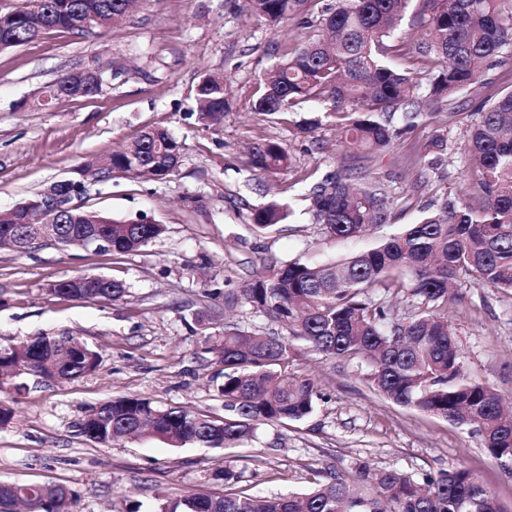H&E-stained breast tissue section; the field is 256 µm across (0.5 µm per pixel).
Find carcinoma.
<instances>
[{
  "instance_id": "cac0c4a2",
  "label": "carcinoma",
  "mask_w": 512,
  "mask_h": 512,
  "mask_svg": "<svg viewBox=\"0 0 512 512\" xmlns=\"http://www.w3.org/2000/svg\"><path fill=\"white\" fill-rule=\"evenodd\" d=\"M133 0H35L0 22V49L24 45L62 30L83 33L107 28L127 13ZM320 0H241L239 9L276 25L318 12ZM409 0H337L321 15L318 34L284 52L253 92L254 112L286 115L311 99L336 115L344 153L379 155L390 150L401 129L421 115L419 99L448 102L480 80L479 64L512 42V0H422L419 24L428 38L407 43L394 38L396 21ZM412 55L433 60L437 73L424 82L394 63ZM103 77L72 75L43 91L50 106L72 93L97 94ZM198 120L217 125L233 97L224 78L205 75L197 85ZM468 152L478 194L445 196L421 208L422 215L396 232L391 202L379 186L343 171L324 176L308 193L309 211L323 233L366 246L333 260H291L253 274L239 288L251 313L287 334L248 335L224 325L217 356L224 365L218 386L224 417L184 407H162L139 396H123L89 409L81 435L108 446L131 433L173 447L198 444L238 448L256 426L299 421L321 399L317 384L288 375L291 341L305 342L327 358L369 366L373 388L390 402L474 429L497 459L512 464V414L495 390L471 378L448 325V302L465 281L481 288L512 291V89L478 108ZM179 143L162 127L141 131L123 150L86 163L104 180L114 171L164 182L175 173ZM249 164L261 172L286 170L288 152L261 140L250 148ZM291 215L272 199L250 212L254 228L267 233ZM112 247L122 255L156 241L165 226L111 218ZM56 295L85 301L121 300L124 284L106 276H78L51 285ZM403 297L411 311L400 314L373 298ZM71 338L38 333L25 346L0 348V361L18 363L26 374L59 382L75 380L100 363L97 351L80 341L65 359L46 360ZM31 501L34 512H76V495L66 487L12 482L0 485V501ZM160 512H505L493 491L468 470L417 479L399 470L365 463L348 483L331 476L306 493L247 496L225 492L167 500Z\"/></svg>"
}]
</instances>
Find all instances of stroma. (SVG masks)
Returning <instances> with one entry per match:
<instances>
[{
	"instance_id": "obj_1",
	"label": "stroma",
	"mask_w": 512,
	"mask_h": 512,
	"mask_svg": "<svg viewBox=\"0 0 512 512\" xmlns=\"http://www.w3.org/2000/svg\"><path fill=\"white\" fill-rule=\"evenodd\" d=\"M309 28L288 19L276 26L234 10L231 0H138L106 29L52 31L0 50V211L79 177L80 167L108 156L141 130L161 126L181 145L167 181L124 172L85 178L75 199L84 209L120 220L149 218L165 233L129 255L39 244L24 252L0 248V345L21 346L39 332L68 331L100 355L98 368L64 384L25 375L21 394L6 395L13 414L0 423V482L63 485L77 512H153L160 497L220 493L216 468L231 462L236 491L263 496L307 491L329 475L352 480L361 463L415 477L465 469L512 512V470L484 448L473 430L397 406L373 389L368 368L329 359L294 342L290 373L311 378L323 398L308 418L259 426L252 441L227 450L173 448L152 438L101 446L78 431L86 410L138 395L162 406L220 416L217 387L224 367L214 354L225 323L248 334L270 326L246 304L226 308V294L272 264L302 256L333 258L342 244L322 234L305 196L323 176L347 168L376 180L392 199L393 222L409 224L420 205L474 183L467 147L480 102L512 89V46L486 64L481 82L453 102L430 105L429 118L399 136L394 151L368 160L339 156L336 120L308 101L288 117L252 110V90L284 48L308 41ZM105 69L101 91L52 107L38 93L89 61ZM206 74L223 75L234 106L220 124L195 115V89ZM452 112L466 113L461 123ZM321 116L312 134L302 118ZM450 150L434 161L417 155L436 135ZM262 139L282 145L288 171L260 173L247 149ZM277 197L292 215L281 231L255 232L251 208ZM105 275L123 282L122 301H81L50 290L60 279ZM448 305L471 376L512 402V295L466 283ZM211 314L206 326L196 312Z\"/></svg>"
}]
</instances>
